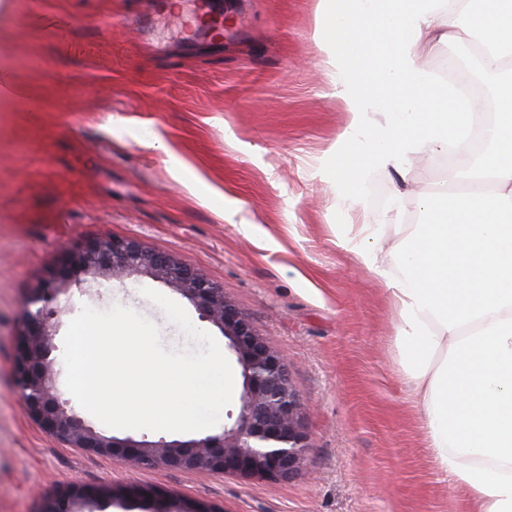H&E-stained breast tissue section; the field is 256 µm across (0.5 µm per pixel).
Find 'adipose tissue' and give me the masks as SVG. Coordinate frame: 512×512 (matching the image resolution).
I'll list each match as a JSON object with an SVG mask.
<instances>
[{
    "label": "adipose tissue",
    "mask_w": 512,
    "mask_h": 512,
    "mask_svg": "<svg viewBox=\"0 0 512 512\" xmlns=\"http://www.w3.org/2000/svg\"><path fill=\"white\" fill-rule=\"evenodd\" d=\"M347 51L333 65L352 115L346 166L404 174L449 148L468 152L473 98L433 85L422 65L447 36L477 32L483 68L497 75L498 120L466 190L411 187L420 220L385 247L374 225L340 246L384 281L397 316L396 349L440 471L476 512H512V0H348L333 14ZM379 120L367 122L370 107ZM367 128L358 138V128Z\"/></svg>",
    "instance_id": "ef3b65f1"
}]
</instances>
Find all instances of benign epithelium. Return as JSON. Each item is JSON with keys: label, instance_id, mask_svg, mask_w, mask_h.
Listing matches in <instances>:
<instances>
[{"label": "benign epithelium", "instance_id": "obj_1", "mask_svg": "<svg viewBox=\"0 0 512 512\" xmlns=\"http://www.w3.org/2000/svg\"><path fill=\"white\" fill-rule=\"evenodd\" d=\"M133 276H147L171 288L224 334L241 368L242 390L237 416L220 432L157 441L133 436L109 439L63 399L56 372L46 366L44 354L54 347L60 324L58 297L74 285L89 290ZM14 380L29 415L46 433L128 464L141 465L148 459L155 466L280 481L298 475L308 449L305 408L284 358L224 297V289L174 255L131 238L104 235L66 249L41 283L29 290Z\"/></svg>", "mask_w": 512, "mask_h": 512}]
</instances>
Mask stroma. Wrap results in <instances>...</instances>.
<instances>
[{"label":"stroma","mask_w":512,"mask_h":512,"mask_svg":"<svg viewBox=\"0 0 512 512\" xmlns=\"http://www.w3.org/2000/svg\"><path fill=\"white\" fill-rule=\"evenodd\" d=\"M224 0H46L19 36L0 0V512H38L72 484L155 488L215 512H474L442 473L399 375L383 281L338 245L344 226L383 237L417 199L370 169L359 209L336 193L352 116L330 58L336 0H244L224 36L199 34ZM165 140L169 153L146 148ZM109 234L169 252L223 288L288 363L309 448L291 481L128 467L46 434L14 384L23 303L67 247ZM138 276L74 295L184 334Z\"/></svg>","instance_id":"1"}]
</instances>
